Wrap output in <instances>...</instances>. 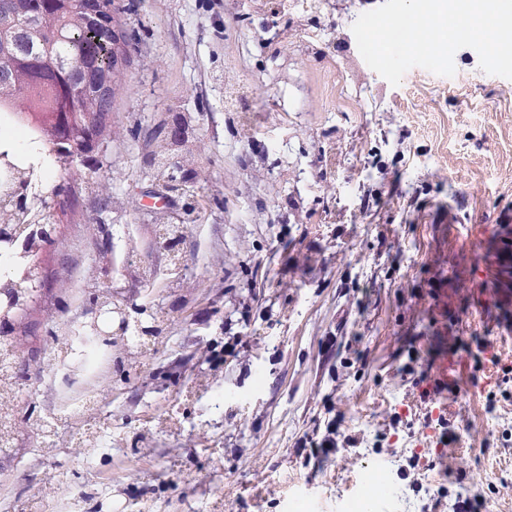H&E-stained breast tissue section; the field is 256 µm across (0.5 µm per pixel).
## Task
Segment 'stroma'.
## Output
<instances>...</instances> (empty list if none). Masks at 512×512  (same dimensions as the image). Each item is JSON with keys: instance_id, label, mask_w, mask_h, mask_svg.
I'll list each match as a JSON object with an SVG mask.
<instances>
[{"instance_id": "1", "label": "stroma", "mask_w": 512, "mask_h": 512, "mask_svg": "<svg viewBox=\"0 0 512 512\" xmlns=\"http://www.w3.org/2000/svg\"><path fill=\"white\" fill-rule=\"evenodd\" d=\"M383 0H116L133 44L116 126L93 168L53 171L77 199L58 213L45 285L20 324L30 350L45 307L75 318L73 256L99 259L97 225L153 252L152 157L185 115L207 181L183 243L189 290L156 289L164 340L112 389V450L56 465L84 512H343L370 472L391 490L377 512H512V80L475 50L456 73L409 69L391 85L361 57L352 25ZM253 88L262 120L239 134L224 73ZM447 289V297L436 289ZM448 361L437 389L432 362ZM218 375L208 398L185 397ZM495 411H488V400ZM174 417L178 431H149ZM336 445L318 447L329 425ZM417 455L410 468L405 459Z\"/></svg>"}]
</instances>
